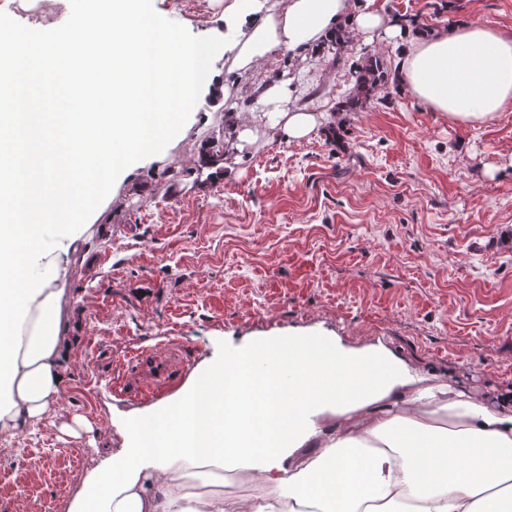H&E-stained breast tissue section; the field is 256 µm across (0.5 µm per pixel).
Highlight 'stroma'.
I'll return each mask as SVG.
<instances>
[{
	"label": "stroma",
	"instance_id": "stroma-1",
	"mask_svg": "<svg viewBox=\"0 0 512 512\" xmlns=\"http://www.w3.org/2000/svg\"><path fill=\"white\" fill-rule=\"evenodd\" d=\"M228 0H153L156 21L230 81L216 103L199 89L159 160H135L89 229L61 242L47 229L65 286L63 385L35 428L0 435V512H66L105 448L127 444L119 419L146 413L144 377L128 357L179 358L161 388L180 391L196 367L223 360L253 336L311 333L380 342L425 384L445 381L487 402L512 387V112L458 125L395 83L335 135L270 136L253 77L229 68L249 24L218 21ZM423 28L459 21L512 30V0H375ZM24 0H0L16 29L41 36L71 14L58 5L32 23ZM397 57L384 34L350 35L306 58L279 49L260 72L288 74L283 109L335 111L364 50ZM250 102L257 119L228 176L199 167L227 112Z\"/></svg>",
	"mask_w": 512,
	"mask_h": 512
}]
</instances>
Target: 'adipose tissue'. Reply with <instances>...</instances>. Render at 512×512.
Instances as JSON below:
<instances>
[{"instance_id":"obj_1","label":"adipose tissue","mask_w":512,"mask_h":512,"mask_svg":"<svg viewBox=\"0 0 512 512\" xmlns=\"http://www.w3.org/2000/svg\"><path fill=\"white\" fill-rule=\"evenodd\" d=\"M261 22L234 68L254 71L277 48L319 52L337 34L383 31L402 46L399 81L450 121L512 110V32L463 23L412 30L352 0H230L225 21ZM212 46L187 43L152 16L151 0H98L47 43H22L0 18V431L35 421L58 394L63 289L29 276L42 231L94 223L113 175L158 154L196 91L224 92ZM111 112H82L84 92ZM272 134L300 140L335 113L280 109L288 87L261 75ZM419 376L383 345L291 334L246 342L198 369L176 395L126 421L127 447L84 478L67 512H512V398L490 407ZM252 477L254 495L225 498L222 471Z\"/></svg>"}]
</instances>
